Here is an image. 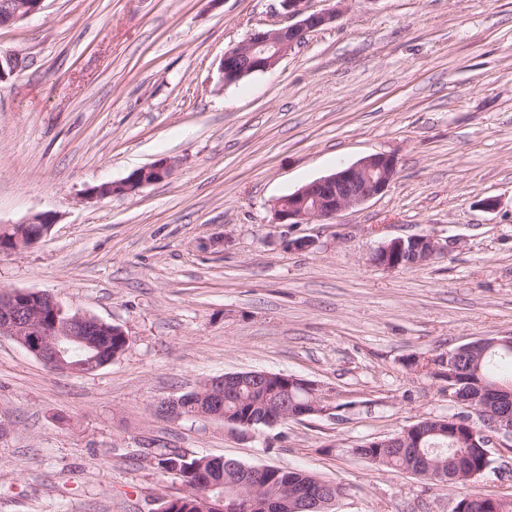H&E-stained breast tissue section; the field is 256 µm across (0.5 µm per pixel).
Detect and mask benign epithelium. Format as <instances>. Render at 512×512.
<instances>
[{
    "mask_svg": "<svg viewBox=\"0 0 512 512\" xmlns=\"http://www.w3.org/2000/svg\"><path fill=\"white\" fill-rule=\"evenodd\" d=\"M286 15L297 22L279 29L258 30L253 32L241 44L224 53L220 70L224 83L255 73L273 69L288 55L311 30L325 26L339 16L334 7L320 12L308 9L309 0H279ZM44 0H18V6L12 13L10 22L32 15L42 9ZM175 169L174 162L168 159L158 160L148 166L137 169V173L119 182L101 185V190L89 192L85 198L128 195L141 187L166 180ZM396 175V161L390 155L375 154L339 169L334 173L313 181L288 196V201L279 200L273 206L274 224H303L312 220H326L337 213L359 206L368 200L383 194ZM51 222L45 217H36L32 221L15 227V231L0 232V252L16 251L38 244L48 233ZM443 253L439 241L427 235L393 238L374 252L372 261L388 270L403 267H415L427 263ZM123 336L125 331L117 326L98 319L66 305L60 296L47 292L12 290L0 293V335L7 336L18 343L46 368L71 376H83L97 372L103 365L92 359L85 363H69L65 356L69 353L67 345L79 343L99 351L104 345L97 342L99 336ZM476 344L461 346L448 360H433L431 364L448 363V371L443 376L448 380V398L465 406L489 426V430L480 433V446L485 448V458H490L493 441L505 438L512 441V387L488 386L479 378L466 379L457 368V356L466 352H476ZM251 380V389L265 397L271 391H278L292 385H302L308 389H318L313 382L295 375L274 374L270 372H252L249 374L229 373L208 379L201 383L199 399H207L205 406H196L197 419H214L224 411V393L237 387L242 379ZM153 408L161 411L168 419H180L179 399L168 398L157 401ZM329 408L325 397L299 405L295 410L271 409L265 415L263 423L273 426L283 419L298 420L309 415L325 414ZM199 486L196 496L201 512H209L216 507L210 492L220 487L205 470L198 471ZM268 483V470L264 467H252L248 470L245 487L254 492ZM303 500L311 510L326 505V501H335L336 494L326 496L321 488H312L305 492ZM284 506L286 502L274 500H256L239 490L235 494H224V512H275L274 506Z\"/></svg>",
    "mask_w": 512,
    "mask_h": 512,
    "instance_id": "obj_1",
    "label": "benign epithelium"
}]
</instances>
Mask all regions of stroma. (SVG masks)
Returning <instances> with one entry per match:
<instances>
[{
  "label": "stroma",
  "mask_w": 512,
  "mask_h": 512,
  "mask_svg": "<svg viewBox=\"0 0 512 512\" xmlns=\"http://www.w3.org/2000/svg\"><path fill=\"white\" fill-rule=\"evenodd\" d=\"M288 23L279 0H45L0 27V51L25 61L0 83V229L55 219L0 253V291L62 295L130 339L69 376L0 336V512H154L178 488L159 446L306 470L342 486L329 512L512 494L505 439L482 477L449 489L355 453L456 413L417 361L512 334V0H345L276 68L223 82L227 49ZM379 153L397 162L383 194L273 223L280 198ZM162 158L168 180L84 201ZM412 235L446 255L372 263ZM303 237L315 247L288 248ZM252 370L315 382L330 413L245 436L150 413Z\"/></svg>",
  "instance_id": "35a3bbf8"
}]
</instances>
